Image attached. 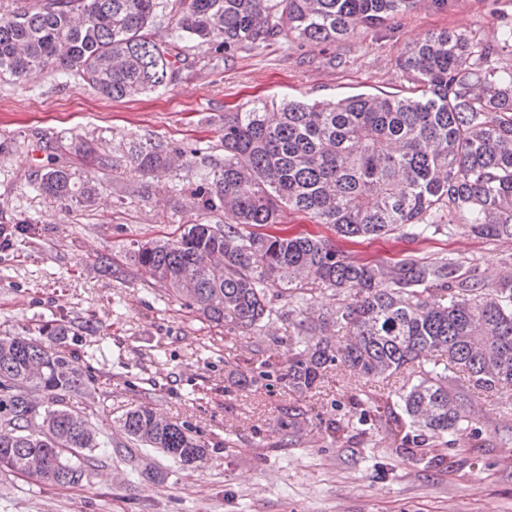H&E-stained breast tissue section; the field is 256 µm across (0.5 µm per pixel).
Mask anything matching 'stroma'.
<instances>
[{
  "label": "stroma",
  "mask_w": 512,
  "mask_h": 512,
  "mask_svg": "<svg viewBox=\"0 0 512 512\" xmlns=\"http://www.w3.org/2000/svg\"><path fill=\"white\" fill-rule=\"evenodd\" d=\"M503 14L512 16V0H448L334 45L279 39L229 56L202 48L169 91L122 102L102 99L74 73L0 77V224L41 228L32 242L0 251V332L48 320L92 322L94 331L69 344L78 366L96 370L98 396L87 408L93 419L114 428L144 404L218 448L189 466L152 453L150 479L117 459L78 486L3 472L0 512H512V391L469 397L473 424L446 447L399 448L381 427L347 445L333 442L319 424L340 414L361 381L333 370L303 397L277 384L241 388V376L258 372L264 357L287 365V325L248 333L210 326L159 284L134 277L128 258L133 240L223 222V213L199 207L194 193L202 164L224 160L228 109L254 98L399 91L406 81L396 60L407 45L442 30L488 38ZM60 136L96 140L110 160L96 172L104 187L97 206L71 208L31 188L36 170L65 162L48 147ZM149 138L192 154L191 164L139 176L127 151ZM285 222L365 261L446 255L489 273L512 255V241L460 232L414 243H351L300 214ZM103 256L112 258L114 275L95 268ZM292 404L307 412L296 445L280 424L282 408Z\"/></svg>",
  "instance_id": "stroma-1"
}]
</instances>
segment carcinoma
I'll return each mask as SVG.
<instances>
[{"mask_svg":"<svg viewBox=\"0 0 512 512\" xmlns=\"http://www.w3.org/2000/svg\"><path fill=\"white\" fill-rule=\"evenodd\" d=\"M422 0H37L0 16V76L77 72L102 97L132 100L168 90L189 51L223 37L228 55L280 37L336 44L417 9ZM169 18L170 40L149 28ZM512 20L493 39L442 30L409 45L397 66L409 86L336 101L253 100L224 113V163L199 171L198 204L231 221L193 224L179 236L136 242V274L214 327L250 331L288 324V367L262 361L241 384L271 379L300 396L342 367L364 380L348 417L324 432L350 442L375 422L399 448L423 447L471 422L463 396L512 389V255L491 277L460 259L362 263L329 240L290 234L293 211L349 238L412 243L459 231L512 240ZM55 149L96 159V144L60 137ZM183 156L162 140L134 143L128 158L158 176ZM33 189L83 207L97 203L95 177L67 165L37 171ZM35 224H0V248L34 239ZM307 281L334 292L316 304ZM88 321H47L0 334V472L53 486L90 479L114 455L153 448L184 465L207 456L193 428L147 407L126 413L114 439L74 403L97 395L93 372L73 366L67 340ZM347 332L342 344L336 332ZM407 374L388 393L375 385ZM306 412L290 405L282 425L302 441Z\"/></svg>","mask_w":512,"mask_h":512,"instance_id":"obj_1","label":"carcinoma"}]
</instances>
